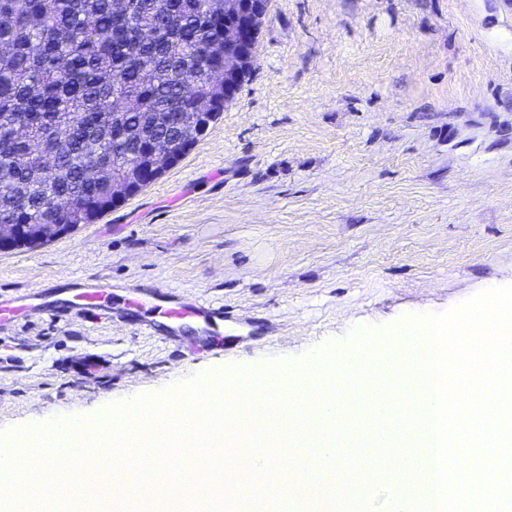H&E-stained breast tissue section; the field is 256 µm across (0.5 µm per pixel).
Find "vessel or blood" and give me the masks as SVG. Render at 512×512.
I'll return each instance as SVG.
<instances>
[{
    "mask_svg": "<svg viewBox=\"0 0 512 512\" xmlns=\"http://www.w3.org/2000/svg\"><path fill=\"white\" fill-rule=\"evenodd\" d=\"M64 295L68 302L82 312L93 315L112 303V290L103 280L94 283L76 282L66 288ZM131 315L149 310L163 323L169 335H176L184 325L199 324L207 336H218L224 331L225 311L223 306L202 300L200 297L182 298L164 289H156L147 299H129L127 304Z\"/></svg>",
    "mask_w": 512,
    "mask_h": 512,
    "instance_id": "obj_1",
    "label": "vessel or blood"
}]
</instances>
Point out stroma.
I'll return each instance as SVG.
<instances>
[{
	"mask_svg": "<svg viewBox=\"0 0 512 512\" xmlns=\"http://www.w3.org/2000/svg\"><path fill=\"white\" fill-rule=\"evenodd\" d=\"M119 301L0 326V434L217 366L389 349L409 313L512 285V0H269L194 147L95 223L0 252V298L76 279ZM224 305L221 338L145 335L129 290Z\"/></svg>",
	"mask_w": 512,
	"mask_h": 512,
	"instance_id": "1",
	"label": "stroma"
}]
</instances>
